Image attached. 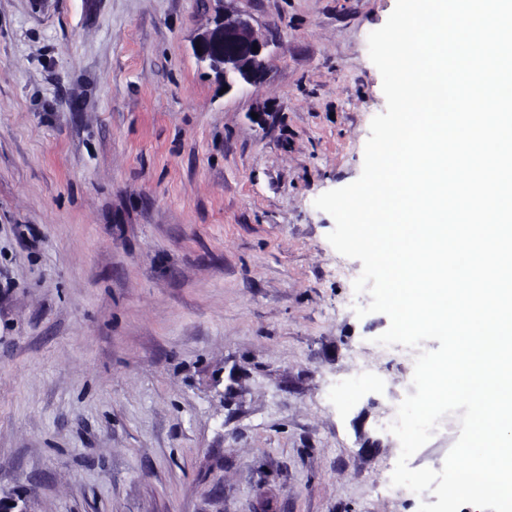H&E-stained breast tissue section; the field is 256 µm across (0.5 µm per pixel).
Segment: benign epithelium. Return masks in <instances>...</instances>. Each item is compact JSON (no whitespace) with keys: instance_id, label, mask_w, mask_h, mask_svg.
Wrapping results in <instances>:
<instances>
[{"instance_id":"benign-epithelium-1","label":"benign epithelium","mask_w":512,"mask_h":512,"mask_svg":"<svg viewBox=\"0 0 512 512\" xmlns=\"http://www.w3.org/2000/svg\"><path fill=\"white\" fill-rule=\"evenodd\" d=\"M195 56L215 79L228 88L259 83L266 71L267 44L256 37L247 18L233 12L218 14L194 42Z\"/></svg>"}]
</instances>
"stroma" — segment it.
I'll return each mask as SVG.
<instances>
[{
    "label": "stroma",
    "mask_w": 512,
    "mask_h": 512,
    "mask_svg": "<svg viewBox=\"0 0 512 512\" xmlns=\"http://www.w3.org/2000/svg\"><path fill=\"white\" fill-rule=\"evenodd\" d=\"M0 0V493L24 512H418L385 421L416 352L357 317L315 199L384 112L395 0ZM458 415L410 459L441 469ZM193 47L199 63L228 86L227 91L241 82L257 84L265 74L267 44L256 37L249 20L241 14L219 13L198 34Z\"/></svg>",
    "instance_id": "35a3bbf8"
}]
</instances>
